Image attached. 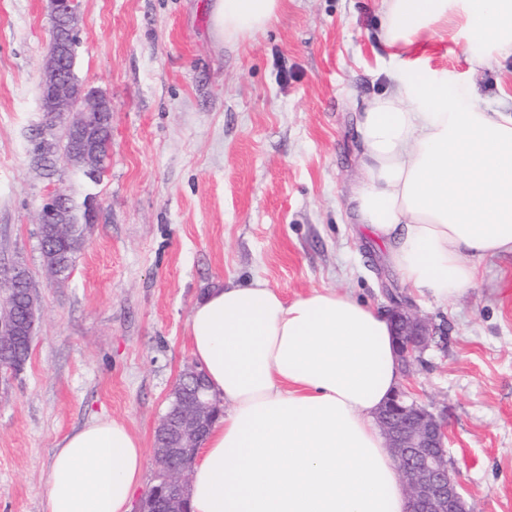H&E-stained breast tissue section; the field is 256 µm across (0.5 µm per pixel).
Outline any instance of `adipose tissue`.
Returning <instances> with one entry per match:
<instances>
[{
  "mask_svg": "<svg viewBox=\"0 0 512 512\" xmlns=\"http://www.w3.org/2000/svg\"><path fill=\"white\" fill-rule=\"evenodd\" d=\"M282 0H212V33L263 29ZM395 56L458 28L471 70L512 56V0H380ZM366 179L350 201L403 283L452 299L489 257L512 255V113L408 70L358 126ZM382 309L331 290L285 300L259 278L210 288L189 320L191 354L226 406L191 468L192 512H406L376 425L402 365ZM145 477L127 427L94 420L64 437L44 512H129Z\"/></svg>",
  "mask_w": 512,
  "mask_h": 512,
  "instance_id": "adipose-tissue-1",
  "label": "adipose tissue"
}]
</instances>
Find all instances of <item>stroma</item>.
Wrapping results in <instances>:
<instances>
[{
    "label": "stroma",
    "mask_w": 512,
    "mask_h": 512,
    "mask_svg": "<svg viewBox=\"0 0 512 512\" xmlns=\"http://www.w3.org/2000/svg\"><path fill=\"white\" fill-rule=\"evenodd\" d=\"M211 0H78L79 84L112 104L98 178L69 164L66 123L41 107L49 0H0V269L25 268L41 309L29 359L0 376V512H43L57 444L100 418L144 449L191 364L207 288L264 280L286 300L331 289L401 300L435 336L401 387L440 413L469 512H512V257L482 262L448 300L407 288L350 212L363 178L357 120L409 68L379 0H283L264 29L215 42ZM420 67L498 105L512 57L471 70L457 30ZM58 148L41 154L42 138ZM93 221L68 278H51L38 213L55 192Z\"/></svg>",
    "instance_id": "stroma-1"
}]
</instances>
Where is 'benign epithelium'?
<instances>
[{
    "mask_svg": "<svg viewBox=\"0 0 512 512\" xmlns=\"http://www.w3.org/2000/svg\"><path fill=\"white\" fill-rule=\"evenodd\" d=\"M53 54L42 75V110L68 119L73 135L68 162L83 167L94 179L99 172L96 142L112 129L110 101L95 90L82 88L74 73L76 0H50ZM70 198L56 192L40 210L39 223L61 234L70 224ZM397 349L406 367L421 359L436 328L394 302ZM25 329L16 313H0V353L7 356L19 344ZM176 401L153 439L154 471L150 490L140 498L135 512H188L191 467L179 464L194 458L215 423L219 407L210 396L203 371L188 366L181 373ZM378 424L387 447L399 462L408 499L407 512H467L446 451L447 430L440 417L398 390L379 412Z\"/></svg>",
    "mask_w": 512,
    "mask_h": 512,
    "instance_id": "obj_1",
    "label": "benign epithelium"
}]
</instances>
